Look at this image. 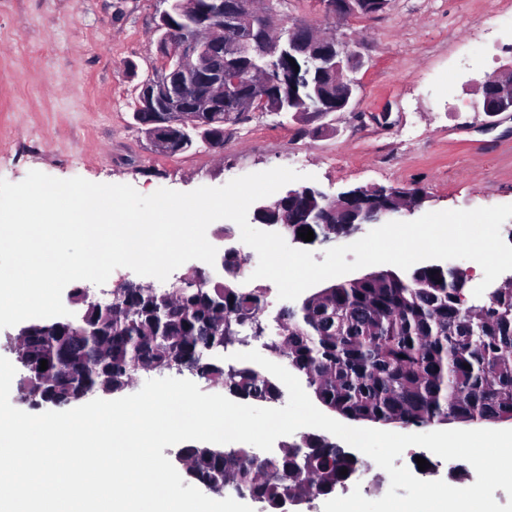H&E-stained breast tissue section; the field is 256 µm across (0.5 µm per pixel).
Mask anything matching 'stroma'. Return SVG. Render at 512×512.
Returning a JSON list of instances; mask_svg holds the SVG:
<instances>
[{"mask_svg":"<svg viewBox=\"0 0 512 512\" xmlns=\"http://www.w3.org/2000/svg\"><path fill=\"white\" fill-rule=\"evenodd\" d=\"M159 0H0V178L38 170L59 179L128 184L144 195L189 192L275 167L312 175L333 197L356 187L410 186L427 199L421 213L512 204V114L483 113L486 76L512 65V0H391L381 13L345 21L363 67L350 107L302 122L257 113L225 125L224 150L203 144L167 156L138 129L132 102L158 65ZM236 288L266 301L262 336L234 352L267 353L283 307L276 285ZM424 480L476 473L408 447L401 465Z\"/></svg>","mask_w":512,"mask_h":512,"instance_id":"1","label":"stroma"}]
</instances>
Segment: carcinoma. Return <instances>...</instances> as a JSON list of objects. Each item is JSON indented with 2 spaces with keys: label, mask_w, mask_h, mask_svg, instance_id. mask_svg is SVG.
<instances>
[{
  "label": "carcinoma",
  "mask_w": 512,
  "mask_h": 512,
  "mask_svg": "<svg viewBox=\"0 0 512 512\" xmlns=\"http://www.w3.org/2000/svg\"><path fill=\"white\" fill-rule=\"evenodd\" d=\"M275 80L298 96L315 90L339 102L331 80L313 77L306 87L287 60ZM363 195L375 206L396 204L378 189ZM324 207L320 192L313 191L288 205L294 223L284 228L293 235L309 228L319 240L349 231L363 218L364 206L349 204L336 210L334 223L318 224L314 213ZM453 280L448 268L426 265L408 278L379 271L336 282L281 309L278 339L267 347L305 376L322 406L351 421H512V288L496 289L483 303L461 305ZM115 293L112 307L104 308L88 298L86 288L71 289L89 336L56 321L21 328L23 342L15 353L26 371L20 391L31 406L64 407L90 394H119L141 372L177 366L241 400L280 399L276 380L249 366L218 361L224 349L243 341L244 328L263 334L262 292L190 270L162 294L134 282L119 285ZM179 459L185 478L210 483L222 474L224 483L262 503L265 512H279L289 499L301 503L329 495L362 467L354 453L318 434L285 444L270 457H256L247 448L186 446Z\"/></svg>",
  "instance_id": "1"
}]
</instances>
